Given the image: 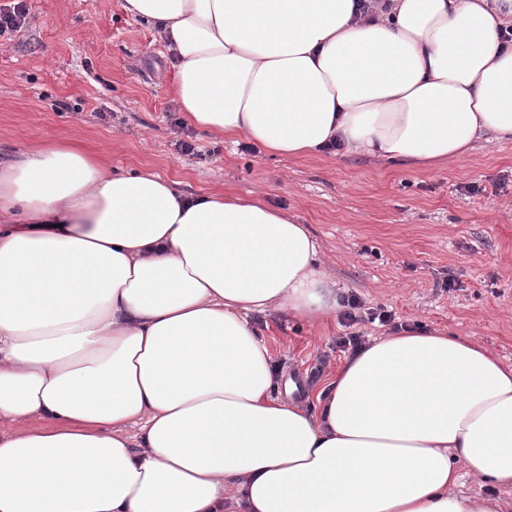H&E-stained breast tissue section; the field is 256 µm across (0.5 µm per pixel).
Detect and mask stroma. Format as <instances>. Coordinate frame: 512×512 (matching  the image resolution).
<instances>
[{
  "instance_id": "1",
  "label": "stroma",
  "mask_w": 512,
  "mask_h": 512,
  "mask_svg": "<svg viewBox=\"0 0 512 512\" xmlns=\"http://www.w3.org/2000/svg\"><path fill=\"white\" fill-rule=\"evenodd\" d=\"M25 3L21 28L0 35V153L65 141L113 171L176 180L187 194H262L310 227L337 295L472 337L512 363V142L478 141L436 168L365 154L271 155L184 122L171 48L123 0ZM183 141L194 153H181ZM250 321L310 405L345 359L338 337L392 332L338 313L318 325L272 312Z\"/></svg>"
}]
</instances>
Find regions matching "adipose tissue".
Here are the masks:
<instances>
[{
  "label": "adipose tissue",
  "instance_id": "ef3b65f1",
  "mask_svg": "<svg viewBox=\"0 0 512 512\" xmlns=\"http://www.w3.org/2000/svg\"><path fill=\"white\" fill-rule=\"evenodd\" d=\"M177 53L185 120L275 155L432 167L512 142V0H124ZM307 225L72 146L0 159V512H512V365L414 328L315 407L250 314L337 300ZM137 434H128V427ZM457 471L460 476L458 490L485 497L500 496L490 484L470 476L463 465L458 464Z\"/></svg>",
  "mask_w": 512,
  "mask_h": 512
}]
</instances>
